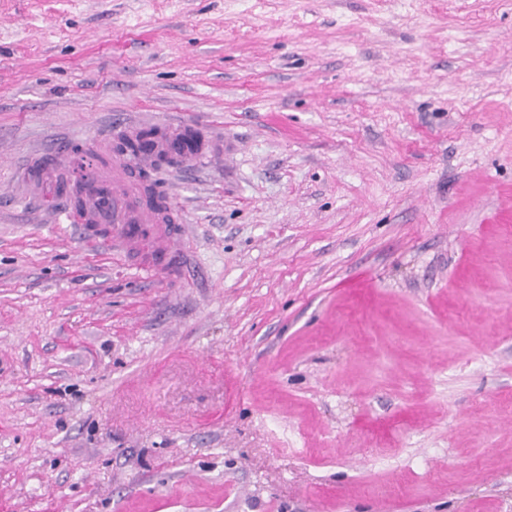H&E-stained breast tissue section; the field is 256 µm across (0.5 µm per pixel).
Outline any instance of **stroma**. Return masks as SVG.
Returning <instances> with one entry per match:
<instances>
[{
    "label": "stroma",
    "mask_w": 512,
    "mask_h": 512,
    "mask_svg": "<svg viewBox=\"0 0 512 512\" xmlns=\"http://www.w3.org/2000/svg\"><path fill=\"white\" fill-rule=\"evenodd\" d=\"M120 119L176 276L24 188ZM0 512H512V0H0ZM224 152L222 145L217 146L213 143L205 145L188 135L186 132L180 137L168 136L156 142L151 155L158 156H179L180 154H190L196 157L213 160L219 158Z\"/></svg>",
    "instance_id": "stroma-1"
}]
</instances>
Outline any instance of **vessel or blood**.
<instances>
[{
    "label": "vessel or blood",
    "mask_w": 512,
    "mask_h": 512,
    "mask_svg": "<svg viewBox=\"0 0 512 512\" xmlns=\"http://www.w3.org/2000/svg\"><path fill=\"white\" fill-rule=\"evenodd\" d=\"M222 147L203 144L184 134L157 141L158 156L190 154L205 160L219 158ZM57 152L44 155L43 176L56 202L60 224L97 225L98 247L123 255L146 253L150 270L163 269L177 254L176 239L162 226V212L150 205L145 188L128 176L127 165L115 163L111 172L86 168L75 181L55 177Z\"/></svg>",
    "instance_id": "1"
}]
</instances>
